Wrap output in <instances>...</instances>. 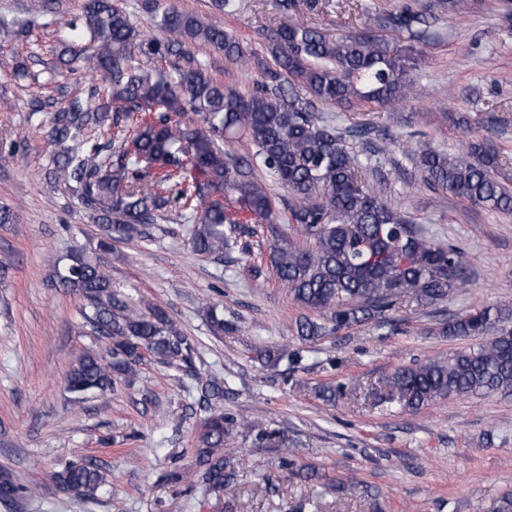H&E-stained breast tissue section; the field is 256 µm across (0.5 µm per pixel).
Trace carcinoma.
<instances>
[{
	"mask_svg": "<svg viewBox=\"0 0 512 512\" xmlns=\"http://www.w3.org/2000/svg\"><path fill=\"white\" fill-rule=\"evenodd\" d=\"M55 0H38L34 18L0 23V39L15 40L53 11ZM160 31L149 36L130 20L116 0H88L82 29L72 30L58 62H78L103 85H88L86 97L58 113L48 133L53 146L45 178L74 185L76 198L99 221L103 250L114 241L145 235L144 228L175 216L190 225L188 243L199 255L224 258L240 230L241 254L262 260L301 307L322 320L303 316L298 340L314 343L354 326L394 325L404 301L430 304L467 285L465 250L427 237L378 194L370 183L372 151H357L352 141L372 143L375 128L354 123L341 132L323 108L393 109L413 92V71L422 60L420 45L432 37L425 13L407 4L367 20L401 37V44L362 36L329 38L297 19H284L266 33L271 64L250 94L215 81L191 50L201 42L224 52L231 62H247L246 49L210 17L161 7L144 0ZM167 62L165 74L150 67ZM110 122L134 128L119 146L85 137V131ZM246 140L255 152L230 154L226 145ZM424 182L474 206L512 212V179L507 160L490 143L471 140L462 154H449L419 140L404 148ZM264 170L286 196H276L258 175ZM235 197L229 208L215 198ZM271 233L263 247L264 232ZM55 287L82 301V327L107 341L106 354L84 350L66 376L77 407L86 395L112 390L117 379L135 375L147 362L175 368L194 380L198 404L208 415L195 434L192 469L174 479L188 481L201 501L237 482L231 465L236 438L250 430L246 417L220 410L224 386L198 375L199 341L176 329L167 313L154 307L137 311L112 290L106 268L82 255L55 272ZM209 331L219 338L237 330L213 307ZM454 340L484 338L446 359L400 367L383 378L389 394L418 409L438 399L512 394V309L462 312L442 327ZM302 349L265 344L257 359L276 368L297 366ZM255 441L281 448V466L295 465L300 443L276 431H260ZM56 488L73 496L98 492L105 484L90 463H70L53 477ZM22 490L0 473V500L15 502Z\"/></svg>",
	"mask_w": 512,
	"mask_h": 512,
	"instance_id": "cac0c4a2",
	"label": "carcinoma"
}]
</instances>
